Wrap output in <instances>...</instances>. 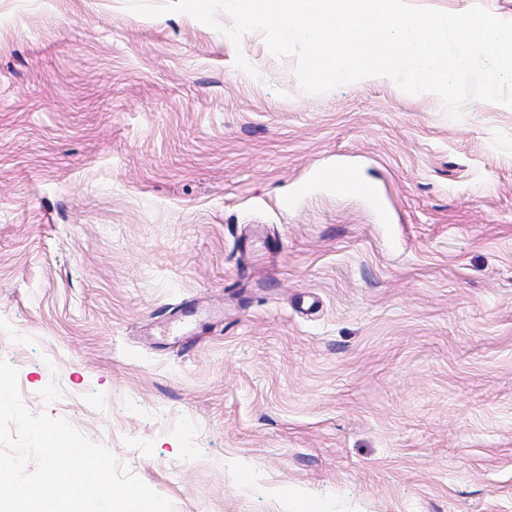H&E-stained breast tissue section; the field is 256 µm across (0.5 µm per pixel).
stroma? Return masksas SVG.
<instances>
[{"mask_svg":"<svg viewBox=\"0 0 512 512\" xmlns=\"http://www.w3.org/2000/svg\"><path fill=\"white\" fill-rule=\"evenodd\" d=\"M296 66L0 0V359L175 512H512V108Z\"/></svg>","mask_w":512,"mask_h":512,"instance_id":"stroma-1","label":"stroma"}]
</instances>
